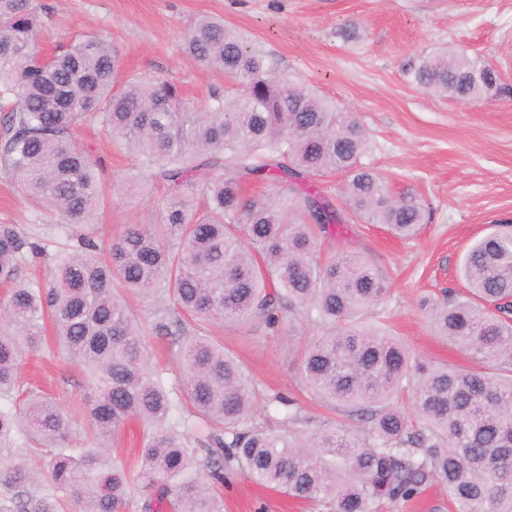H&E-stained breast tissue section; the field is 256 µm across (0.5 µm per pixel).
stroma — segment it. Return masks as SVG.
<instances>
[{
	"label": "stroma",
	"mask_w": 512,
	"mask_h": 512,
	"mask_svg": "<svg viewBox=\"0 0 512 512\" xmlns=\"http://www.w3.org/2000/svg\"><path fill=\"white\" fill-rule=\"evenodd\" d=\"M39 45L51 49L79 33L102 36L119 51L122 77L168 79L187 98L211 107L210 89L236 92L224 75L185 55L183 36L202 16L222 18L248 42L260 45L277 75L313 86L338 109L358 113L372 146L365 164L391 177L393 191L410 189L429 207L431 219L411 240L380 226L362 224L343 209L341 178L316 186L341 206L344 233L322 242V257L348 251L365 256L388 291L379 303L387 327L413 354L435 362L477 367L471 353L433 336L419 308L443 290L465 292L461 261L473 241L495 225L512 222V0H42ZM450 46L496 67L508 90L499 97L462 105L433 96L409 75L410 65ZM78 141L92 149L107 181L134 173L135 158L113 144L100 127L80 128ZM161 194L146 188L134 198L108 195L94 223L58 229L47 208L23 196L0 171V224H17L55 252L70 235L110 241L121 225L156 220ZM144 340L166 378L176 364L153 331L162 299L130 298ZM255 382L248 423L283 429L284 412L274 395L295 399L303 432L350 425L343 407L318 403L300 372L302 340H288L261 323L214 331ZM22 385L46 392L71 418L79 444L94 446L85 405L93 394L88 374L46 340L21 370ZM224 512H319L255 484L237 466L224 471Z\"/></svg>",
	"instance_id": "stroma-1"
}]
</instances>
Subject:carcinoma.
I'll return each mask as SVG.
<instances>
[{
    "mask_svg": "<svg viewBox=\"0 0 512 512\" xmlns=\"http://www.w3.org/2000/svg\"><path fill=\"white\" fill-rule=\"evenodd\" d=\"M41 10L38 0H0V169L52 208L59 226L91 224L107 184L73 130L95 123L166 195L159 222L123 224L105 249L89 235L58 249L49 288L21 275L45 246L0 224V451L18 459L0 474V512H126L136 479L150 492L143 512L163 502L173 512H224L218 488L230 464L331 512H383L433 485L448 491L450 512H512V224L466 253L467 292L421 303L435 334L479 355L481 368L415 358L364 320L387 292L371 262L314 258L319 237L342 224L313 185L319 177L343 175L348 209L399 237L416 236L430 219L417 194L394 195L361 162L370 139L356 113L284 84L260 49L210 17L194 22L184 51L241 90L212 92L213 108L201 112L173 82L120 80L118 51L95 35L41 53ZM411 74L427 92L460 102L504 91L497 70L454 50L420 59ZM253 180L279 190L245 200L242 186ZM120 288L172 303L155 313L153 329L168 343L179 387L152 363ZM48 320L66 358L93 378L86 415L97 435L132 419L154 428L138 449V473L102 444L72 446L53 400L35 391L15 398ZM253 320L290 336L301 335L303 320L314 325L301 375L363 427L241 429L255 383L210 327ZM407 388L409 411L398 404ZM187 413L216 430L202 452L179 430ZM33 443L45 448L37 475L23 461Z\"/></svg>",
    "mask_w": 512,
    "mask_h": 512,
    "instance_id": "obj_1",
    "label": "carcinoma"
}]
</instances>
